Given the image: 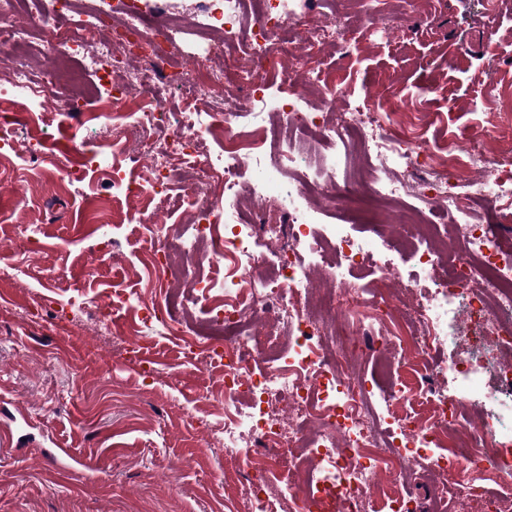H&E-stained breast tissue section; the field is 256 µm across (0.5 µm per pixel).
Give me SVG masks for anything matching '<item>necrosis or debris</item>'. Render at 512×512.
<instances>
[{
	"label": "necrosis or debris",
	"mask_w": 512,
	"mask_h": 512,
	"mask_svg": "<svg viewBox=\"0 0 512 512\" xmlns=\"http://www.w3.org/2000/svg\"><path fill=\"white\" fill-rule=\"evenodd\" d=\"M22 1L63 23L39 48L41 69L9 71L18 96L54 116L74 112V100L57 90L62 56L115 78L104 108L113 130L138 132L131 160L146 173L141 183L114 178L117 193H149L162 213L172 203L171 167L197 169L185 192L193 223L179 237L157 225L150 250L164 269L180 254L195 275L183 303L207 317L209 345L197 359L221 386L224 451L239 463L251 512H413L396 476L422 462L438 476L439 507L482 504L496 483L499 512H512V490L501 486L512 478V251L502 247L512 228V153L491 148L500 114L465 145L444 142L441 165L425 142L386 129L372 94L339 118L330 78L287 67L288 56L346 34L302 15L292 0H262L250 20L247 0H197L204 18L193 52L177 50L165 0L139 11L127 0H86L79 10L74 0H0V14H17ZM226 45L251 62L238 72L247 101L223 74L199 69L201 54ZM135 59L162 84L180 83L182 107L169 111L150 91L128 108L145 82L130 66ZM159 128L165 137H154ZM214 141L223 156L210 155ZM409 177L441 198L434 217H378L361 237L341 224L313 231L323 212L347 200L402 201ZM214 182L216 197L207 192ZM266 199L288 223L269 225L279 244L261 253L245 205ZM479 203L494 206L497 223H480ZM387 251L407 256L416 278L403 280L381 261ZM315 267L329 286L313 304ZM361 270L369 285L359 284ZM461 322L466 349L433 363ZM363 336L374 350L398 352L401 367L423 366L429 379L416 389L370 387L353 361Z\"/></svg>",
	"instance_id": "necrosis-or-debris-1"
}]
</instances>
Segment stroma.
Returning <instances> with one entry per match:
<instances>
[{
    "instance_id": "1",
    "label": "stroma",
    "mask_w": 512,
    "mask_h": 512,
    "mask_svg": "<svg viewBox=\"0 0 512 512\" xmlns=\"http://www.w3.org/2000/svg\"><path fill=\"white\" fill-rule=\"evenodd\" d=\"M351 18L347 40L320 53V68L358 92L378 91L381 111L437 147L512 116V0H335ZM384 10L394 35L366 45L361 19ZM81 115L45 121L19 111L22 131L57 143L65 130L87 147L110 116L97 78L64 84ZM150 206L113 199L112 177L71 184L24 144L0 149V512H244L225 482L224 400L201 376L198 311L170 303L147 251ZM113 225L118 247L93 258L95 228ZM35 231L40 252L20 240ZM121 289L166 308L143 332L136 310L102 326L86 309ZM65 318L37 313L44 298ZM149 336L156 371L141 378L122 344Z\"/></svg>"
}]
</instances>
